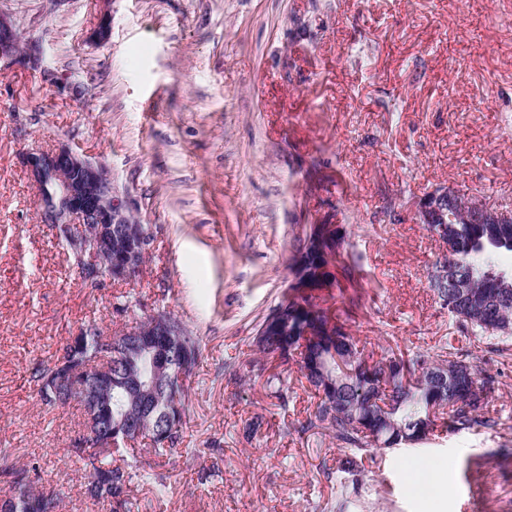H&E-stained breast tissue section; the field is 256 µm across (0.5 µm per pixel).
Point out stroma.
I'll return each mask as SVG.
<instances>
[{
	"mask_svg": "<svg viewBox=\"0 0 512 512\" xmlns=\"http://www.w3.org/2000/svg\"><path fill=\"white\" fill-rule=\"evenodd\" d=\"M40 67L0 64V448L99 512L71 451L77 408L45 411L32 372L87 325L166 311L201 341L176 452L150 456L132 512H512V341L463 332L428 274L419 202L453 187L512 208V0H0ZM108 18L106 39L96 37ZM78 85L79 97L56 79ZM65 144L105 163L154 237L139 277L86 287L21 163ZM337 225L359 265L322 291L368 363L451 337L495 377L494 421L373 448L357 484L296 362L253 339L306 225ZM277 374L286 400L266 386ZM252 440L243 430L254 417ZM453 495H445V485ZM358 457L354 454H348L345 455L344 458L339 459L336 462V472L340 473L339 477V486L341 489L345 490L347 487V484L350 482L349 478L352 477L351 482L354 484L357 483V479L355 476L358 472H360V465H362V459L361 456L359 458L360 463L358 462Z\"/></svg>",
	"mask_w": 512,
	"mask_h": 512,
	"instance_id": "35a3bbf8",
	"label": "stroma"
}]
</instances>
